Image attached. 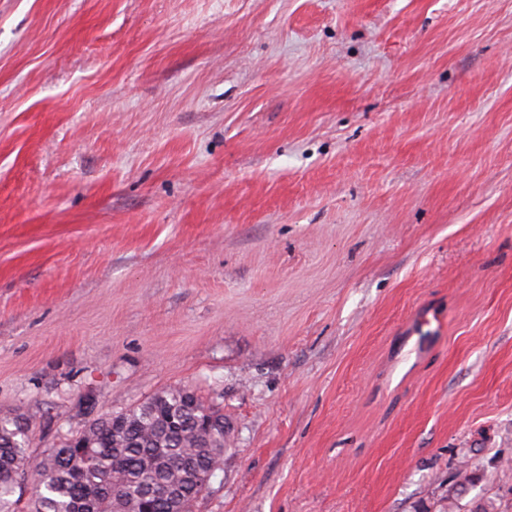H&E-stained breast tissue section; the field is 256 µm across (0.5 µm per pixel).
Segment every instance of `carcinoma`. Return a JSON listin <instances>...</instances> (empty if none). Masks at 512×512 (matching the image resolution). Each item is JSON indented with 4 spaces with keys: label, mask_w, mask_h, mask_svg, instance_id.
Wrapping results in <instances>:
<instances>
[{
    "label": "carcinoma",
    "mask_w": 512,
    "mask_h": 512,
    "mask_svg": "<svg viewBox=\"0 0 512 512\" xmlns=\"http://www.w3.org/2000/svg\"><path fill=\"white\" fill-rule=\"evenodd\" d=\"M38 416L0 418V512H191L224 456V413L194 391H161L105 412L37 457L27 454Z\"/></svg>",
    "instance_id": "carcinoma-1"
}]
</instances>
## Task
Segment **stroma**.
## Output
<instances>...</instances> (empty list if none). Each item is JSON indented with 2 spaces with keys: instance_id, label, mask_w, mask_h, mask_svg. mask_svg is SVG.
<instances>
[{
  "instance_id": "1",
  "label": "stroma",
  "mask_w": 512,
  "mask_h": 512,
  "mask_svg": "<svg viewBox=\"0 0 512 512\" xmlns=\"http://www.w3.org/2000/svg\"><path fill=\"white\" fill-rule=\"evenodd\" d=\"M179 387L192 512H512V0H0V416Z\"/></svg>"
}]
</instances>
